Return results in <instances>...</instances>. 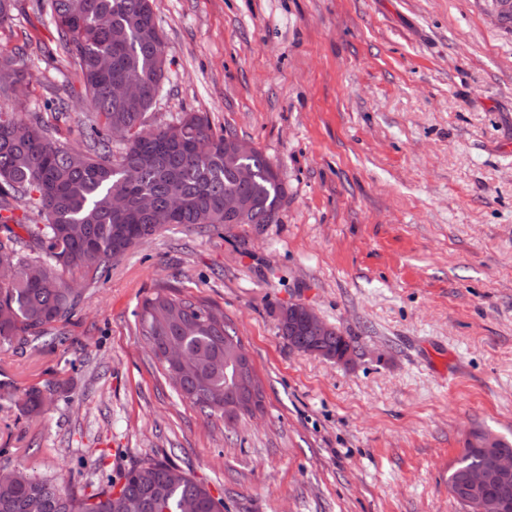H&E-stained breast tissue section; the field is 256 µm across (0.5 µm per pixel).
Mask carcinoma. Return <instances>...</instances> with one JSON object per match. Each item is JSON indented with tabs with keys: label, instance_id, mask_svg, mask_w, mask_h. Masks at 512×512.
<instances>
[{
	"label": "carcinoma",
	"instance_id": "cac0c4a2",
	"mask_svg": "<svg viewBox=\"0 0 512 512\" xmlns=\"http://www.w3.org/2000/svg\"><path fill=\"white\" fill-rule=\"evenodd\" d=\"M33 11L57 34L61 60L74 64L91 117L85 127L88 150L65 147L46 135L40 112L28 108L31 80L20 51L0 49V267L15 269L0 280V347L22 353L47 330L68 323L81 295L62 272L99 278L135 246L167 225L164 205L179 200L176 223L217 229L224 221V194L237 192L255 208L252 223L273 224L285 197L276 167L258 149L229 156L231 141L213 132L206 116L186 112L174 124L152 126L148 113L162 86L166 60L163 34L150 0H34ZM129 74L144 81L139 100L122 106L112 84ZM120 151L113 153L114 143ZM246 166L252 179L241 184L235 169ZM126 209L112 208L115 196ZM27 207L41 223L27 226L35 256L19 253V236L10 227L13 210ZM139 332L179 395L208 416L224 417V399L238 395L235 364L224 350L241 345L224 313L205 301L160 289L146 297L138 313ZM279 330L298 350L316 349L325 358L354 348L331 330L317 337L307 330L288 335V309ZM179 347L186 365L174 374L164 361ZM50 387L21 391L18 405L31 416L41 412ZM478 430L448 469V493L466 512H475L468 478L489 467L495 454H512V442H486ZM485 512H512V475L490 476L479 492ZM130 499L143 512H223L224 504L188 473L162 461H142L106 477L87 494L73 481L13 470L0 481V512H124Z\"/></svg>",
	"mask_w": 512,
	"mask_h": 512
}]
</instances>
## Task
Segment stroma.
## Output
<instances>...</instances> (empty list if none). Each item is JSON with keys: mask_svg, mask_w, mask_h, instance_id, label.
<instances>
[{"mask_svg": "<svg viewBox=\"0 0 512 512\" xmlns=\"http://www.w3.org/2000/svg\"><path fill=\"white\" fill-rule=\"evenodd\" d=\"M166 73L151 124L205 113L276 166L274 224L168 225L77 279L58 347L0 349V469L75 478L148 459L224 512H465L448 469L472 431L512 438V23L487 0H152ZM54 32L19 0L0 48L23 51L30 105L85 149L88 111ZM70 91L66 118L44 105ZM159 288L206 300L261 379L253 414L182 400L139 334ZM303 303L350 363L280 334ZM52 385L37 417L19 390Z\"/></svg>", "mask_w": 512, "mask_h": 512, "instance_id": "35a3bbf8", "label": "stroma"}]
</instances>
